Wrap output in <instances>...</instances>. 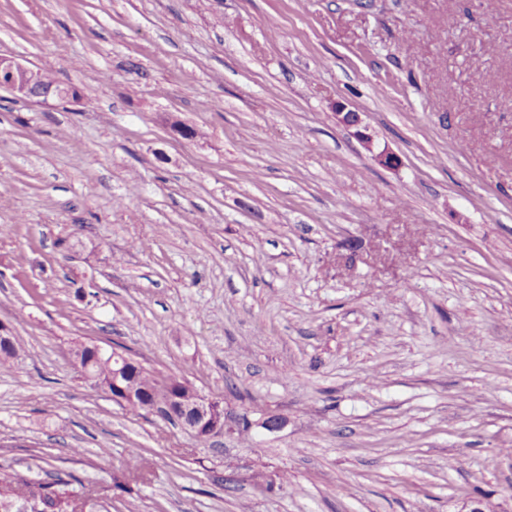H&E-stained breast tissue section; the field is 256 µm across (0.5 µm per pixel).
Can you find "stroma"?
I'll list each match as a JSON object with an SVG mask.
<instances>
[{
  "mask_svg": "<svg viewBox=\"0 0 512 512\" xmlns=\"http://www.w3.org/2000/svg\"><path fill=\"white\" fill-rule=\"evenodd\" d=\"M1 54L83 95L0 88L1 469L110 512H512V0H0ZM91 341L252 429L91 391ZM346 107L342 104L336 106L337 120L347 128H353V134L369 150L373 147L372 136L367 132V127L362 125L361 118L356 112H344ZM221 402L222 400L209 398L190 390L183 403L176 406L175 409L169 405H158L152 408V413L161 417H178L182 430L191 436H195L202 425H207L214 438L224 437L225 434L235 431L244 422L251 427L252 423L245 416L239 417L234 425H231L229 423L231 416L228 415L226 409L223 410Z\"/></svg>",
  "mask_w": 512,
  "mask_h": 512,
  "instance_id": "1",
  "label": "stroma"
}]
</instances>
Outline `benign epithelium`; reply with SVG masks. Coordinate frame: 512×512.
<instances>
[{
  "label": "benign epithelium",
  "instance_id": "1",
  "mask_svg": "<svg viewBox=\"0 0 512 512\" xmlns=\"http://www.w3.org/2000/svg\"><path fill=\"white\" fill-rule=\"evenodd\" d=\"M0 87L21 99L40 104H47L53 99L65 100L72 104H78L82 100L77 87L69 86L61 91L47 86L43 83L41 70L27 67L15 58L3 55L0 56ZM336 118L345 127L354 129V135L368 151H373L372 136L367 132V127L362 125L358 113L347 112L344 105L338 104ZM152 412L161 417L180 419L182 430L192 436L205 425L213 437L219 438L235 431L248 421L245 416L231 421V416L223 410L221 401L193 390L188 391L182 404L174 408L169 405H158L152 408Z\"/></svg>",
  "mask_w": 512,
  "mask_h": 512
}]
</instances>
